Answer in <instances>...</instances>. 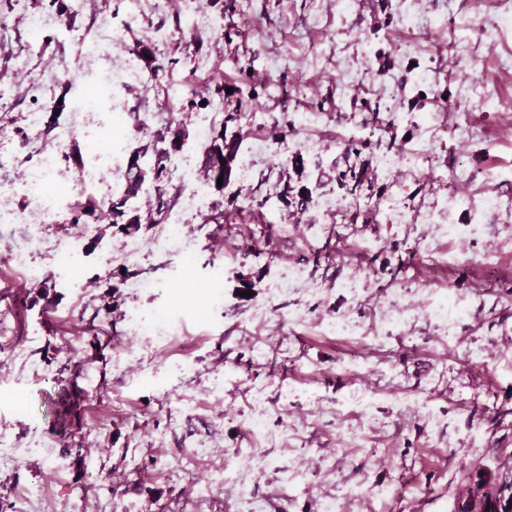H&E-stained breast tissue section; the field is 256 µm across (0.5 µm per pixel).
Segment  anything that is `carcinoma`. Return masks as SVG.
<instances>
[{"instance_id":"carcinoma-1","label":"carcinoma","mask_w":512,"mask_h":512,"mask_svg":"<svg viewBox=\"0 0 512 512\" xmlns=\"http://www.w3.org/2000/svg\"><path fill=\"white\" fill-rule=\"evenodd\" d=\"M136 131L149 137L150 142L141 149L133 152L127 163L124 173L122 191L115 199L108 202L86 201L79 204L74 210L72 223L79 224L90 218L105 217L109 224L116 228V232L127 234L132 230L140 229L142 223L161 224L168 216L175 203V197L169 195L165 181L167 176V163L171 153L179 150L189 138L188 131L182 126H166L157 130H149L145 122L136 123ZM240 144L236 139L226 137L224 129H219L212 136L210 143L203 153L199 174L209 185L221 191L229 184L233 172V162L237 158ZM364 173L341 172L338 181L346 184L351 179L354 184L351 191L357 192L365 189L374 191V183L364 182ZM222 183H217V180ZM153 187V208L147 217L137 213L134 207L136 200L147 187Z\"/></svg>"}]
</instances>
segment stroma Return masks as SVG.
Returning <instances> with one entry per match:
<instances>
[{
    "label": "stroma",
    "mask_w": 512,
    "mask_h": 512,
    "mask_svg": "<svg viewBox=\"0 0 512 512\" xmlns=\"http://www.w3.org/2000/svg\"><path fill=\"white\" fill-rule=\"evenodd\" d=\"M60 26L32 37L16 20L6 41H38L27 69L65 70L72 87L53 89L52 149L59 127L76 122L66 146L77 174L92 142L111 138L120 161L146 144L129 124L105 115L146 116L151 128L186 125L191 133L227 128L251 155L253 174L234 165L222 203L225 224L194 218L182 233L187 251L156 248L166 227L130 234L96 224L72 258H64L70 215L47 220L37 241L23 224L0 225V241L28 251L42 278L27 279L0 259V440L17 461L0 471V505L38 490L28 512H242V498L262 512H454L477 471L512 466V210L487 212L485 193L512 198V77L496 54L512 48V29L489 36L478 14L498 15L501 0L479 13L452 11L450 0H419L406 24L401 0H195L202 26L189 30L183 7L166 0H63ZM110 20L120 38L113 62L148 75L145 84L106 90L73 34ZM166 33V41L155 32ZM474 50L468 67L453 63L459 45ZM208 102L188 105L179 82L199 61ZM251 73L247 109L225 123L218 90L240 87ZM316 75L302 91L304 74ZM499 85L497 109L465 100L461 87ZM0 84L12 108L0 124V204L26 206L12 184L31 163L19 133L36 103L10 55L0 52ZM98 93L100 108L76 111ZM290 124L289 154L302 172L278 167L273 140ZM471 127L465 139L434 138L438 125ZM364 139L342 156L347 138ZM424 142L429 154L396 177L378 165ZM364 168L379 193H351L338 168ZM455 238L433 224H379L391 204L407 214L441 208L438 187L457 170ZM308 189L303 208L284 206L290 181ZM262 201L248 212L245 196ZM139 252L120 254L124 243ZM302 278L287 280L294 267ZM110 295L113 312L101 309ZM450 296L471 313L441 327L429 302ZM405 310L392 329L385 316ZM164 316L169 341L134 333L133 319ZM360 324V336L323 334L321 320ZM223 384V398L211 389ZM296 389L286 402V389ZM373 390L363 411L357 393ZM264 413L270 435L249 429ZM68 463L54 472L43 442ZM230 464L240 479L213 487L211 472Z\"/></svg>",
    "instance_id": "35a3bbf8"
}]
</instances>
